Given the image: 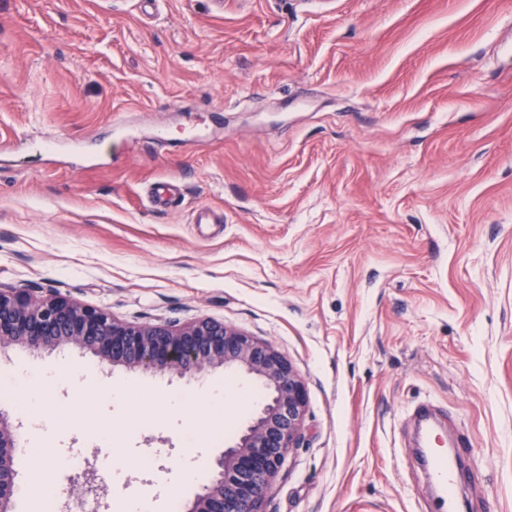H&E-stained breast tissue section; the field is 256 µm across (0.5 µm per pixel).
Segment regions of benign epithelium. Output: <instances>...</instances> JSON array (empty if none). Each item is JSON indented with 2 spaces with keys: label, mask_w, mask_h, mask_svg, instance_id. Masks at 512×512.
Returning a JSON list of instances; mask_svg holds the SVG:
<instances>
[{
  "label": "benign epithelium",
  "mask_w": 512,
  "mask_h": 512,
  "mask_svg": "<svg viewBox=\"0 0 512 512\" xmlns=\"http://www.w3.org/2000/svg\"><path fill=\"white\" fill-rule=\"evenodd\" d=\"M33 351L75 346L112 367L168 372L197 381L224 366L243 370L265 390L246 428L214 460L213 477L196 494L189 512H266L273 480L288 452L302 439L307 392L286 358L265 340L222 322L200 319L183 326L139 324L115 319L103 309L82 306L61 295L39 297L0 289V347ZM24 422L0 410V512L16 495L15 458ZM70 485L111 507L95 466L76 474Z\"/></svg>",
  "instance_id": "7a95c632"
}]
</instances>
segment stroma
<instances>
[{
  "instance_id": "1",
  "label": "stroma",
  "mask_w": 512,
  "mask_h": 512,
  "mask_svg": "<svg viewBox=\"0 0 512 512\" xmlns=\"http://www.w3.org/2000/svg\"><path fill=\"white\" fill-rule=\"evenodd\" d=\"M0 288L272 343L307 407L266 512H431L425 401L478 468L469 512H512V0H0ZM0 368L57 373L20 478L69 448L124 460L112 512H186L211 479L183 484V417L162 414L193 379L77 347L10 345ZM208 377L237 436L261 385Z\"/></svg>"
}]
</instances>
